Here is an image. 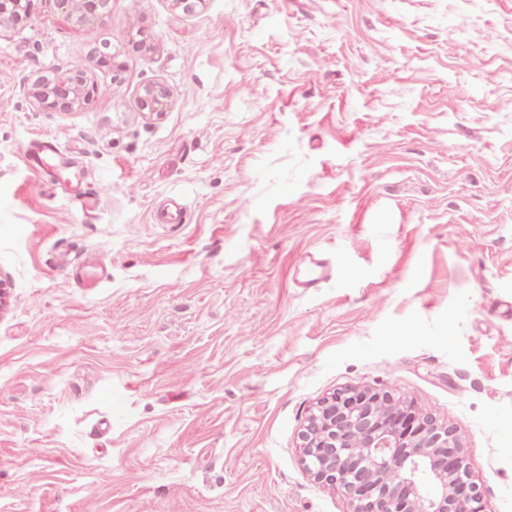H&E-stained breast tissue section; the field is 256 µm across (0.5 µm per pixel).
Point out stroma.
Segmentation results:
<instances>
[{"mask_svg": "<svg viewBox=\"0 0 512 512\" xmlns=\"http://www.w3.org/2000/svg\"><path fill=\"white\" fill-rule=\"evenodd\" d=\"M74 68L90 103L35 110ZM1 72L0 512H349L300 450L345 387L512 512V0H35ZM55 2L65 20L82 25L95 21L108 0H56ZM171 104L172 93L165 84L160 82L144 87L138 98L139 110L148 115H161L168 111Z\"/></svg>", "mask_w": 512, "mask_h": 512, "instance_id": "obj_1", "label": "stroma"}]
</instances>
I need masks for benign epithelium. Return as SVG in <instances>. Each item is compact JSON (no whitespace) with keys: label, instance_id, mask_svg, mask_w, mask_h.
<instances>
[{"label":"benign epithelium","instance_id":"7a95c632","mask_svg":"<svg viewBox=\"0 0 512 512\" xmlns=\"http://www.w3.org/2000/svg\"><path fill=\"white\" fill-rule=\"evenodd\" d=\"M33 0H0L3 18L30 11ZM108 0H56L63 18L96 20ZM27 94L38 110L71 111L91 96L80 70L39 76ZM172 93L152 83L139 110L161 115ZM308 472L339 487L351 512H484L479 485L470 477L454 428L416 414L388 391L344 389L321 400L300 433Z\"/></svg>","mask_w":512,"mask_h":512}]
</instances>
